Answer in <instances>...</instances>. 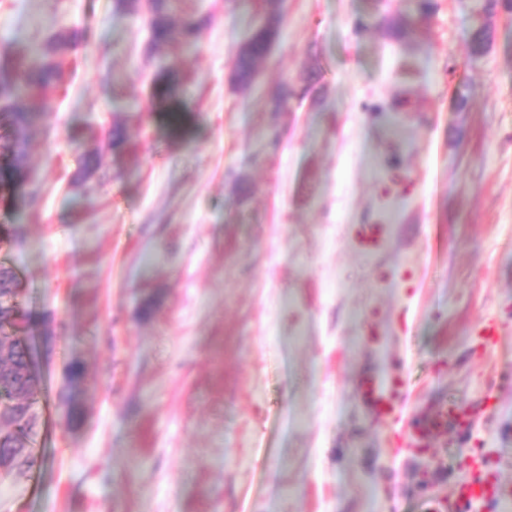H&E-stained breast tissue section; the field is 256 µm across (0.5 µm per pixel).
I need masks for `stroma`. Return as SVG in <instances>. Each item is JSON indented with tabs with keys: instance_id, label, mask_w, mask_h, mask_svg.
Segmentation results:
<instances>
[{
	"instance_id": "stroma-1",
	"label": "stroma",
	"mask_w": 512,
	"mask_h": 512,
	"mask_svg": "<svg viewBox=\"0 0 512 512\" xmlns=\"http://www.w3.org/2000/svg\"><path fill=\"white\" fill-rule=\"evenodd\" d=\"M431 4L400 36L405 0H285L243 90L257 0H177L208 25L153 61L146 12L0 0V48L95 31L0 200L37 458L0 470V512H427L476 479L512 490V10ZM365 378L403 381L395 419ZM451 404L483 413L412 442ZM279 2V0H266V22L253 31L235 56L234 79L244 89L252 86L257 75V63L268 56L271 46L279 36L281 20Z\"/></svg>"
}]
</instances>
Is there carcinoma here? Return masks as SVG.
<instances>
[{
    "label": "carcinoma",
    "mask_w": 512,
    "mask_h": 512,
    "mask_svg": "<svg viewBox=\"0 0 512 512\" xmlns=\"http://www.w3.org/2000/svg\"><path fill=\"white\" fill-rule=\"evenodd\" d=\"M267 19L256 28L248 41L237 52L234 79L244 89L252 86L257 75V63L266 58L277 40L281 14L279 0H266ZM150 48L159 52L168 44L179 41L195 44L201 34L200 23L186 18L177 26L170 18L171 0H150ZM91 28L83 27L68 33L51 34L33 54L19 58L9 50L0 52V138L8 142L7 152L0 155V196L16 191L22 152L17 150L21 131L34 112H43L46 102L34 106V99L50 87H59L64 81L67 58L80 45L93 42ZM0 296L9 297V304L0 306V345L9 347L12 368L20 370L25 364L27 346L14 333L22 329L25 314L17 301L16 277L8 269H0ZM32 384L19 375L0 376V402L9 408L19 399L31 406ZM14 429L0 432V456H12L24 448L28 435L29 418L12 420Z\"/></svg>",
    "instance_id": "1"
}]
</instances>
